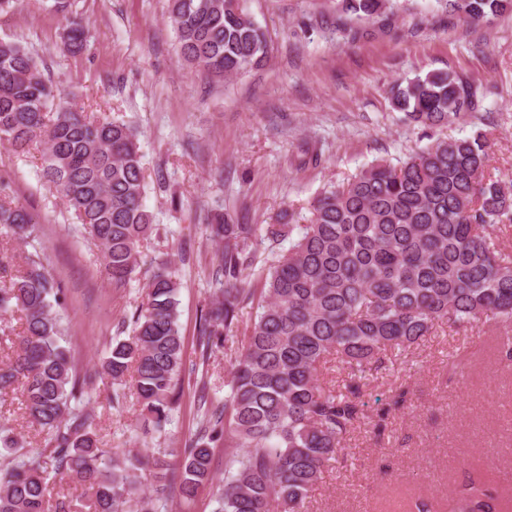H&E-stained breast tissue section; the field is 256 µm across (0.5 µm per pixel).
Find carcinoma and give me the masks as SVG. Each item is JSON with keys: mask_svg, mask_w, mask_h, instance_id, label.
Masks as SVG:
<instances>
[{"mask_svg": "<svg viewBox=\"0 0 512 512\" xmlns=\"http://www.w3.org/2000/svg\"><path fill=\"white\" fill-rule=\"evenodd\" d=\"M386 2L344 0V7L373 17ZM445 2L448 13L472 22L512 12V0ZM53 9L66 21L62 52L86 51L89 30L72 17L70 0H54ZM167 15L182 60L216 82L260 66L269 54L246 0H168ZM482 97L481 86L449 71L398 84L392 106L423 130L425 148L398 165L378 161L323 191L304 224L286 210L282 223L262 229L224 217L208 225L217 245L214 298L201 317L198 347L204 364L218 347L229 352L231 381L224 401L214 402L205 376L197 379L200 428L173 463L100 448L85 381L61 344L62 286L38 253L29 254L0 287V315L18 312L22 326L15 358L0 365V395L21 393L45 445L20 453L14 429L0 424V447L14 453L0 473V512H69L70 497L59 492L54 499L49 489L67 477L81 486L80 512H164L174 486L185 499L215 488L216 512H302L366 418L363 381L383 367L387 352L418 343L443 322L512 325V251L502 246L512 228V182L488 173L487 133L430 134L475 110ZM0 140L18 154L42 147L43 178L102 246L112 286H126L140 268V247L161 231L144 203L135 129L63 100L26 47L0 39ZM36 224L1 180L0 235L27 242ZM262 244L275 255L266 269L257 268ZM255 269L258 296L243 287L245 272ZM180 287L172 263L155 262L131 338L113 341L102 363L116 385V411L127 399L117 385L135 370L137 399L157 433L180 393ZM254 301V322L241 340L239 314ZM331 362L348 370L345 386L321 379ZM405 402L402 390L376 414L374 429L384 431L390 412ZM221 441L224 481L217 484L211 462ZM499 506V497L472 478L448 495L444 512H500Z\"/></svg>", "mask_w": 512, "mask_h": 512, "instance_id": "1", "label": "carcinoma"}]
</instances>
